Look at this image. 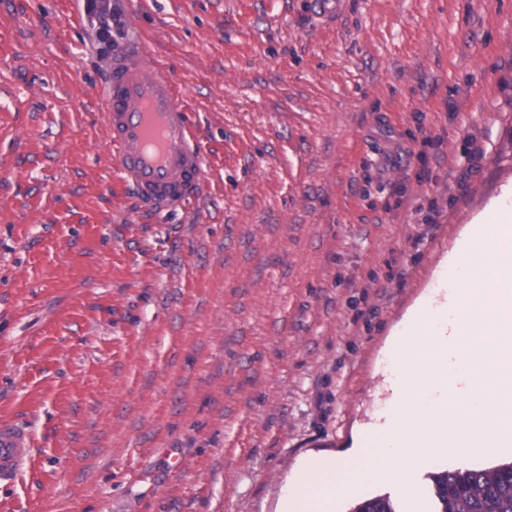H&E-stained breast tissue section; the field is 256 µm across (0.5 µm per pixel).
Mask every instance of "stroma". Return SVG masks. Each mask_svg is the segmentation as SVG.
Instances as JSON below:
<instances>
[{
    "mask_svg": "<svg viewBox=\"0 0 512 512\" xmlns=\"http://www.w3.org/2000/svg\"><path fill=\"white\" fill-rule=\"evenodd\" d=\"M0 0V512H276L393 404L387 345L512 186V0ZM188 93L199 199L137 214L98 84L130 38ZM439 162L422 178L425 138ZM377 481L398 512H433ZM86 11L97 19L98 35L101 40H106L111 32L110 23H112V6L108 0H86ZM32 441L27 428L16 422L0 423V484L14 483L31 464Z\"/></svg>",
    "mask_w": 512,
    "mask_h": 512,
    "instance_id": "35a3bbf8",
    "label": "stroma"
}]
</instances>
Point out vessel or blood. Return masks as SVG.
Listing matches in <instances>:
<instances>
[{"label":"vessel or blood","instance_id":"1","mask_svg":"<svg viewBox=\"0 0 512 512\" xmlns=\"http://www.w3.org/2000/svg\"><path fill=\"white\" fill-rule=\"evenodd\" d=\"M107 145L121 185L140 212L184 209L202 191L205 151L184 89L144 42L115 61L100 92ZM32 460L26 427L0 423V484L14 483Z\"/></svg>","mask_w":512,"mask_h":512}]
</instances>
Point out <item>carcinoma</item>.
<instances>
[{
	"label": "carcinoma",
	"instance_id": "carcinoma-1",
	"mask_svg": "<svg viewBox=\"0 0 512 512\" xmlns=\"http://www.w3.org/2000/svg\"><path fill=\"white\" fill-rule=\"evenodd\" d=\"M437 512H512V462L492 470H442L431 475ZM354 512H396L390 497L359 502Z\"/></svg>",
	"mask_w": 512,
	"mask_h": 512
}]
</instances>
